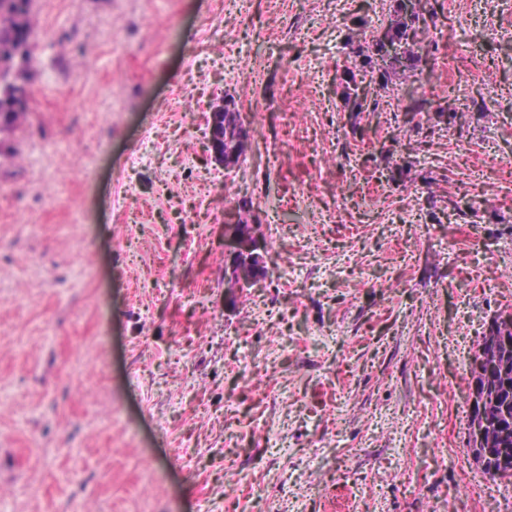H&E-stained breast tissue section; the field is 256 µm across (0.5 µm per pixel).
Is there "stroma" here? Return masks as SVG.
Wrapping results in <instances>:
<instances>
[{
	"mask_svg": "<svg viewBox=\"0 0 512 512\" xmlns=\"http://www.w3.org/2000/svg\"><path fill=\"white\" fill-rule=\"evenodd\" d=\"M392 4L30 0L0 512H512V478L460 481L472 355L512 313V0H436L414 91L350 121L351 39ZM230 97L252 143L225 167ZM245 199L267 274L241 291ZM224 106L225 112L236 111L235 108L231 109L228 104L221 103L216 106L211 113L208 136V150L212 158L219 164H224L228 156L234 157L236 153H241V159L248 143L245 132L249 127L244 124L239 110V112L229 115L231 120L224 136V122H221V118H224ZM241 209L243 208L238 207V224L232 220L231 214L226 216L224 256L226 277L233 281L237 288L243 289L252 286L260 277H263L265 266L263 256L257 252L260 247L256 240L254 225L249 224L246 228L239 226V224H248L241 215ZM244 264L252 270L248 276L242 273Z\"/></svg>",
	"mask_w": 512,
	"mask_h": 512,
	"instance_id": "35a3bbf8",
	"label": "stroma"
}]
</instances>
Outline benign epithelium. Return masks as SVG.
<instances>
[{
  "label": "benign epithelium",
  "mask_w": 512,
  "mask_h": 512,
  "mask_svg": "<svg viewBox=\"0 0 512 512\" xmlns=\"http://www.w3.org/2000/svg\"><path fill=\"white\" fill-rule=\"evenodd\" d=\"M13 49L16 62L0 60V81L5 86L0 88V135L9 130L7 117L11 113L27 107V96L24 91L26 70L22 65V57L28 51V44L18 42L12 32H0V50ZM224 104L216 106L211 113L208 136V150L212 158L225 163L228 156H235L247 148L248 139L245 132L248 126L244 124L241 113L230 115L229 125H224ZM225 242V274L239 288H248L263 276L265 266L263 256L258 253L259 245L256 240L254 225L242 227L231 216H226L224 224Z\"/></svg>",
  "instance_id": "benign-epithelium-1"
}]
</instances>
